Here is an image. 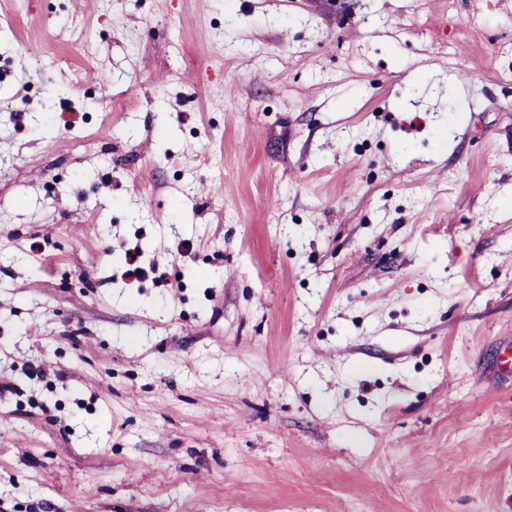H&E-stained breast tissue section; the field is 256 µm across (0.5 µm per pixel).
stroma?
I'll list each match as a JSON object with an SVG mask.
<instances>
[{
  "label": "stroma",
  "mask_w": 512,
  "mask_h": 512,
  "mask_svg": "<svg viewBox=\"0 0 512 512\" xmlns=\"http://www.w3.org/2000/svg\"><path fill=\"white\" fill-rule=\"evenodd\" d=\"M509 354L512 0H0V512H512Z\"/></svg>",
  "instance_id": "stroma-1"
}]
</instances>
